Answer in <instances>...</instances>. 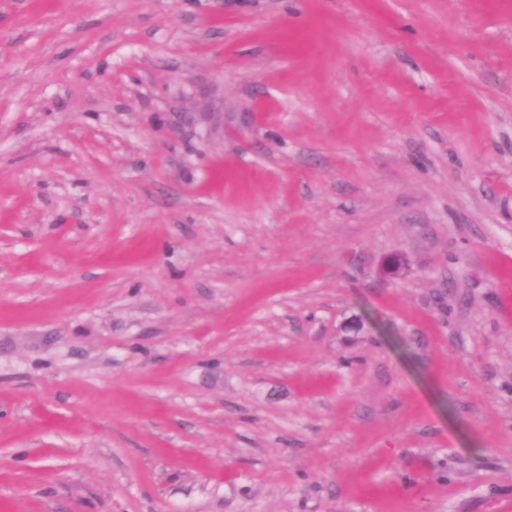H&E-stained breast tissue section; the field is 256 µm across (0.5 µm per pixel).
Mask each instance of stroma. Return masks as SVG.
Returning <instances> with one entry per match:
<instances>
[{
	"label": "stroma",
	"mask_w": 512,
	"mask_h": 512,
	"mask_svg": "<svg viewBox=\"0 0 512 512\" xmlns=\"http://www.w3.org/2000/svg\"><path fill=\"white\" fill-rule=\"evenodd\" d=\"M0 512H512V0H0Z\"/></svg>",
	"instance_id": "1"
}]
</instances>
